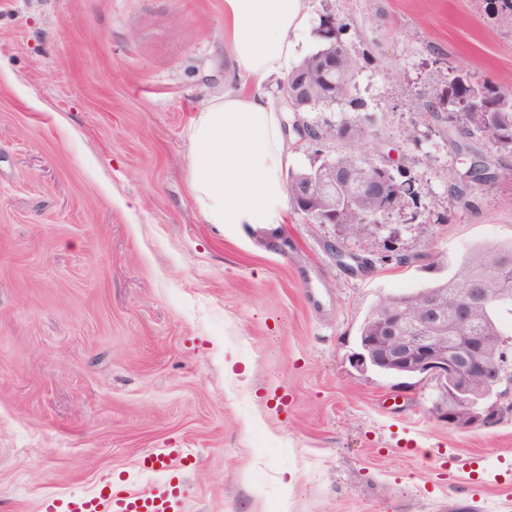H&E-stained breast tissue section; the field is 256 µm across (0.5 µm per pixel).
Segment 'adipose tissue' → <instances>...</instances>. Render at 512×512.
Masks as SVG:
<instances>
[{
	"instance_id": "ef3b65f1",
	"label": "adipose tissue",
	"mask_w": 512,
	"mask_h": 512,
	"mask_svg": "<svg viewBox=\"0 0 512 512\" xmlns=\"http://www.w3.org/2000/svg\"><path fill=\"white\" fill-rule=\"evenodd\" d=\"M306 22L305 0H224V34L236 76L256 89L214 97L191 121L188 179L205 223H287L286 116L257 87L282 74Z\"/></svg>"
}]
</instances>
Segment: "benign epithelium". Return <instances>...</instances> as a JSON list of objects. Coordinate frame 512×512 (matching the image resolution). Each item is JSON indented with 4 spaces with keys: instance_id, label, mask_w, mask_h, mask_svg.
<instances>
[{
    "instance_id": "7a95c632",
    "label": "benign epithelium",
    "mask_w": 512,
    "mask_h": 512,
    "mask_svg": "<svg viewBox=\"0 0 512 512\" xmlns=\"http://www.w3.org/2000/svg\"><path fill=\"white\" fill-rule=\"evenodd\" d=\"M279 98L295 112L288 131L300 141L314 144L308 127L297 112L314 102L309 76L304 69L293 70L279 86ZM386 164L380 173L369 179L366 190L380 199L385 198L388 183ZM291 198L296 211L309 210L312 182L296 180L291 184ZM320 208L318 224H334L336 228V195L325 193L317 198ZM452 292L438 298H425L420 306L397 308L385 302L375 317V332L361 338L362 351L355 356V365L363 370L381 368L393 376H426L435 381L442 399L436 406L437 418L448 427L467 430L492 427L512 417V387L508 375L497 373L506 337L492 341L487 336L458 335L461 318L450 319L441 311Z\"/></svg>"
}]
</instances>
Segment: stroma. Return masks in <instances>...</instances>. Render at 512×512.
<instances>
[{"label": "stroma", "instance_id": "stroma-1", "mask_svg": "<svg viewBox=\"0 0 512 512\" xmlns=\"http://www.w3.org/2000/svg\"><path fill=\"white\" fill-rule=\"evenodd\" d=\"M365 63L360 148L410 173L422 212L385 260L290 213L205 223L188 182L195 108L239 89L224 0H0V512L157 479L178 512H512V418L453 430L434 381L359 370L360 324L421 288L437 257L512 240V153L452 203L466 152L439 102L449 73L512 90V20L486 0H307ZM416 139H408V128Z\"/></svg>", "mask_w": 512, "mask_h": 512}]
</instances>
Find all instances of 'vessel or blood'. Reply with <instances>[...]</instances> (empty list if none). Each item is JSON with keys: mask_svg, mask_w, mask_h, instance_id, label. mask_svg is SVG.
Here are the masks:
<instances>
[{"mask_svg": "<svg viewBox=\"0 0 512 512\" xmlns=\"http://www.w3.org/2000/svg\"><path fill=\"white\" fill-rule=\"evenodd\" d=\"M177 489L158 482L137 494L111 491L100 497L72 498L49 506L48 512H175Z\"/></svg>", "mask_w": 512, "mask_h": 512, "instance_id": "1", "label": "vessel or blood"}]
</instances>
